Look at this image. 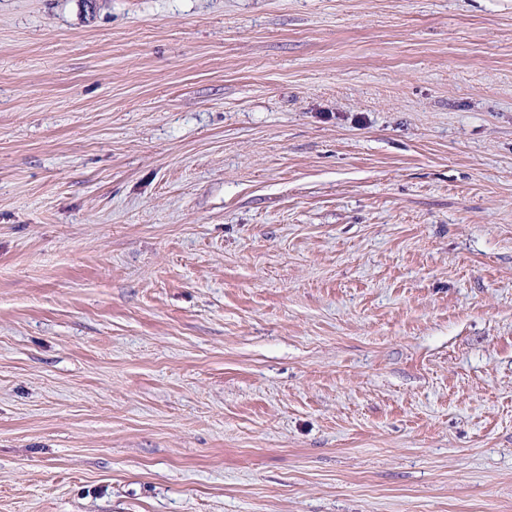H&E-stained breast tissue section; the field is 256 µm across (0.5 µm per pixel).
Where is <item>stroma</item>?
Segmentation results:
<instances>
[{
	"instance_id": "35a3bbf8",
	"label": "stroma",
	"mask_w": 512,
	"mask_h": 512,
	"mask_svg": "<svg viewBox=\"0 0 512 512\" xmlns=\"http://www.w3.org/2000/svg\"><path fill=\"white\" fill-rule=\"evenodd\" d=\"M0 512H512V0H0Z\"/></svg>"
}]
</instances>
